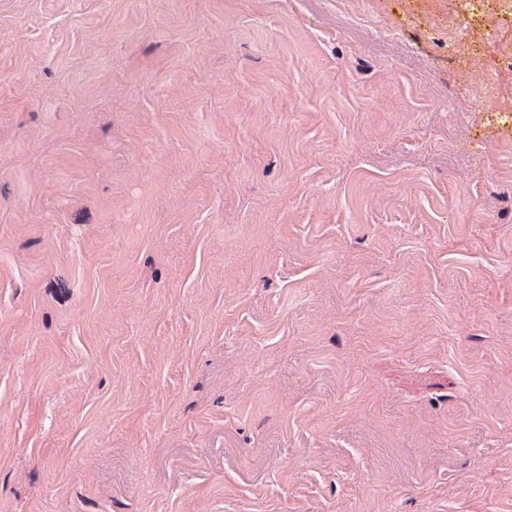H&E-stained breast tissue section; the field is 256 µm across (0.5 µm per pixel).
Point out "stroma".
Listing matches in <instances>:
<instances>
[{"label": "stroma", "mask_w": 512, "mask_h": 512, "mask_svg": "<svg viewBox=\"0 0 512 512\" xmlns=\"http://www.w3.org/2000/svg\"><path fill=\"white\" fill-rule=\"evenodd\" d=\"M421 0H0V512H512V115Z\"/></svg>", "instance_id": "35a3bbf8"}]
</instances>
